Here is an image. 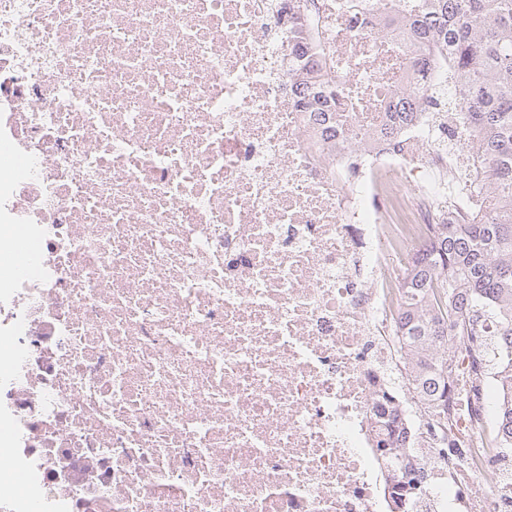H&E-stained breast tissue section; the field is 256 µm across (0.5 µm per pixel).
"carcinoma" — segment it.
Instances as JSON below:
<instances>
[{
    "label": "carcinoma",
    "instance_id": "carcinoma-1",
    "mask_svg": "<svg viewBox=\"0 0 512 512\" xmlns=\"http://www.w3.org/2000/svg\"><path fill=\"white\" fill-rule=\"evenodd\" d=\"M422 57L421 83L430 79L429 59L448 53V82L468 76L460 95L478 141L484 192H502L503 208L471 224H432L431 236L407 271L408 294L398 329L410 361V377L428 409L448 394V340L485 337L487 366L512 390V0H425L410 20ZM337 87L303 97L299 105L325 114ZM412 96L393 105L389 133L411 121ZM497 328L485 331L487 319ZM497 433L512 454V399L496 407ZM399 471L392 496L413 512L414 494L403 493L412 470L413 448L395 450Z\"/></svg>",
    "mask_w": 512,
    "mask_h": 512
}]
</instances>
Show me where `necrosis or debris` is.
I'll use <instances>...</instances> for the list:
<instances>
[{"mask_svg":"<svg viewBox=\"0 0 512 512\" xmlns=\"http://www.w3.org/2000/svg\"><path fill=\"white\" fill-rule=\"evenodd\" d=\"M423 0H0V512H388L403 274L494 209L466 107L388 137ZM311 54L314 75L295 63ZM332 79L325 132L298 99ZM448 351L419 512H512L498 379Z\"/></svg>","mask_w":512,"mask_h":512,"instance_id":"necrosis-or-debris-1","label":"necrosis or debris"}]
</instances>
